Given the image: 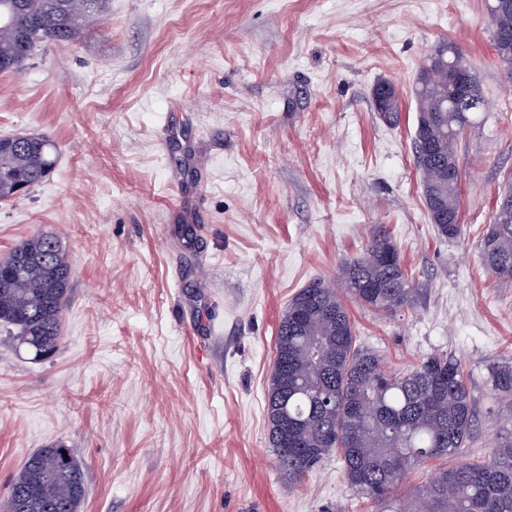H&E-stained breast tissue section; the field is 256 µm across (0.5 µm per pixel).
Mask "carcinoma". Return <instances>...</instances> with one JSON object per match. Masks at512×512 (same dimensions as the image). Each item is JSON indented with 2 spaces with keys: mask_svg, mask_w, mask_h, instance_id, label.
<instances>
[{
  "mask_svg": "<svg viewBox=\"0 0 512 512\" xmlns=\"http://www.w3.org/2000/svg\"><path fill=\"white\" fill-rule=\"evenodd\" d=\"M106 0H0V72H19L51 43H75L85 36L89 16H102ZM493 49L512 80V9L491 14ZM449 66L439 81L416 82L414 149L422 173V194L437 234L452 239L461 224L436 223L434 209L460 217L461 175L455 145L473 123V113L453 110L448 67L463 64L472 78L469 96L484 110L478 71L452 42ZM380 117H400L394 92ZM55 146L42 133L25 143L0 148V202L14 201L49 177ZM484 268L512 279V202L497 198L490 227L480 241ZM9 278L0 282V335L14 350L33 359L51 357L61 341L64 307L70 293V263L60 236L37 232L0 260ZM334 286L309 283L281 314L269 379L266 416L269 445L281 474L298 484L332 455L343 462L346 479L369 498L376 512H512V436L491 449L487 459L469 461L462 448L470 439L474 405L462 364L444 354L422 358L392 372L372 349L357 343L343 296L373 310L393 313L414 305L416 288L400 250L381 225L366 248L345 260ZM491 383L512 405V364L490 368ZM454 457L425 483L403 491L411 472L428 462ZM86 496L84 471L71 449L57 443L29 456L10 483L4 512H78Z\"/></svg>",
  "mask_w": 512,
  "mask_h": 512,
  "instance_id": "obj_1",
  "label": "carcinoma"
}]
</instances>
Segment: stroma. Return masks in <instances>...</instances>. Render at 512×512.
I'll list each match as a JSON object with an SVG mask.
<instances>
[{"label":"stroma","mask_w":512,"mask_h":512,"mask_svg":"<svg viewBox=\"0 0 512 512\" xmlns=\"http://www.w3.org/2000/svg\"><path fill=\"white\" fill-rule=\"evenodd\" d=\"M485 0H109L76 45L0 73V136L40 132L53 174L0 204V258L54 231L72 267L48 360L0 340V498L23 461L63 442L80 512H372L338 457L300 484L268 443L279 316L361 253L373 225L417 297L349 310L359 343L402 370L461 361L483 460L512 429L490 365L512 363V279L479 243L512 174V84ZM461 45L488 111L459 138L462 232L422 197L411 89L429 50ZM401 92L398 124L372 90Z\"/></svg>","instance_id":"obj_1"}]
</instances>
